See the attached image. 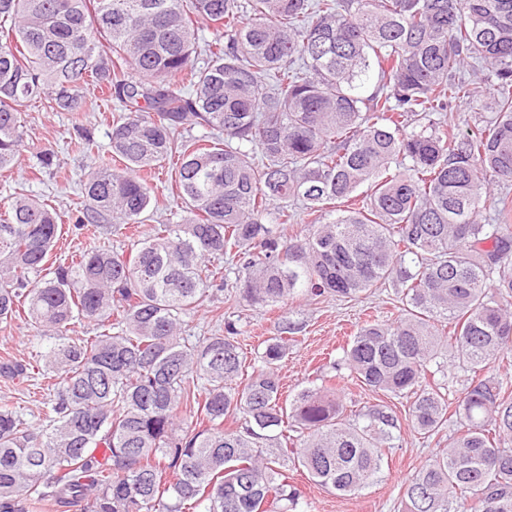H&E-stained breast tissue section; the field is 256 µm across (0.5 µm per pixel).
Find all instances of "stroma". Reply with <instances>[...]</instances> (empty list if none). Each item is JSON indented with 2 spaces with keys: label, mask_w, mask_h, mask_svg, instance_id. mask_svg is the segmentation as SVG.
<instances>
[{
  "label": "stroma",
  "mask_w": 512,
  "mask_h": 512,
  "mask_svg": "<svg viewBox=\"0 0 512 512\" xmlns=\"http://www.w3.org/2000/svg\"><path fill=\"white\" fill-rule=\"evenodd\" d=\"M492 94L490 84L479 87L475 97L454 102L447 112L448 126L463 132L480 129L487 115L483 103ZM85 110L80 117L69 112H50L41 104L30 102L21 107V120L27 131L14 167L0 173V206L16 195L56 207L62 219L60 247L54 250L53 260L67 264L81 252L102 244L114 250L127 251L139 239L152 234L155 226L179 223L182 203L171 192L173 171L171 165L156 170L152 186L156 201L152 216L144 224L130 228H111L101 235L78 229L75 217L81 208L82 188L93 163L89 154L73 151L70 138L73 124L82 121L91 132L96 150L107 152L112 134V99L88 89L83 93ZM50 149L56 154L51 167H41L39 154ZM285 310L281 307H248L237 297L221 295L219 301L206 304L188 320L187 332L193 336L214 334L219 317L238 320L241 333L238 341L246 356L247 366H254L261 342L277 335L278 323ZM401 314L397 290L386 286L360 294L352 299L321 297L310 302H297L293 320L302 322L301 332L291 335L288 355L281 368L289 393H297L309 386L319 375V368L326 363L328 353L356 332L369 320L386 323L396 321ZM45 394L28 381L0 377V404L6 403L21 411L26 420L38 422L42 416ZM395 411L401 426V445L389 449L388 461L381 473L365 488L352 496H342L323 489L310 481L302 472H293L294 484L301 490L305 505L300 512H399L402 485L432 455L440 451V439L457 432L458 422H450L440 432L439 439H424L408 428V407L397 402Z\"/></svg>",
  "instance_id": "stroma-1"
}]
</instances>
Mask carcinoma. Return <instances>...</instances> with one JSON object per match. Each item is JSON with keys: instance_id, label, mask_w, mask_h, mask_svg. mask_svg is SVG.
Returning <instances> with one entry per match:
<instances>
[{"instance_id": "carcinoma-1", "label": "carcinoma", "mask_w": 512, "mask_h": 512, "mask_svg": "<svg viewBox=\"0 0 512 512\" xmlns=\"http://www.w3.org/2000/svg\"><path fill=\"white\" fill-rule=\"evenodd\" d=\"M203 25L224 38L201 58ZM0 34V170L26 136L19 107L80 112L92 84L119 109L76 223H142L173 158L190 210L128 256L103 246L54 266L56 209L3 206L0 324L21 310L50 346L0 363L47 381L45 423L0 407V512H297L290 465L361 490L395 447L391 405L351 419L324 377L284 399L301 329L288 315L242 385L238 322L194 340L182 328L226 288L275 307L389 279L401 318L360 327L331 368L406 400L427 439L448 422L434 376L450 362L468 375L463 431L406 482L401 512H512V376L494 371L512 353V221L484 214L512 183V0H0ZM475 66L491 116L451 133ZM290 200L318 217L283 242L269 219L294 222ZM226 256L243 258L233 281ZM80 322L95 335H70Z\"/></svg>"}]
</instances>
